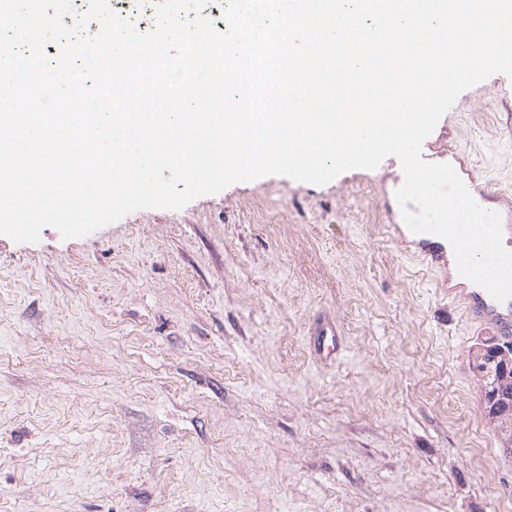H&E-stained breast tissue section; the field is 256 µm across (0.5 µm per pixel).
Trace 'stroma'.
Here are the masks:
<instances>
[{
	"instance_id": "stroma-1",
	"label": "stroma",
	"mask_w": 512,
	"mask_h": 512,
	"mask_svg": "<svg viewBox=\"0 0 512 512\" xmlns=\"http://www.w3.org/2000/svg\"><path fill=\"white\" fill-rule=\"evenodd\" d=\"M428 142L512 201V80ZM398 171L5 240L0 512H512L471 364L490 335L391 233Z\"/></svg>"
}]
</instances>
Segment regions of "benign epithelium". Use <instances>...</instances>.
<instances>
[{"label": "benign epithelium", "instance_id": "benign-epithelium-1", "mask_svg": "<svg viewBox=\"0 0 512 512\" xmlns=\"http://www.w3.org/2000/svg\"><path fill=\"white\" fill-rule=\"evenodd\" d=\"M482 380L483 409L501 447L512 453V344L488 343L473 356Z\"/></svg>", "mask_w": 512, "mask_h": 512}]
</instances>
